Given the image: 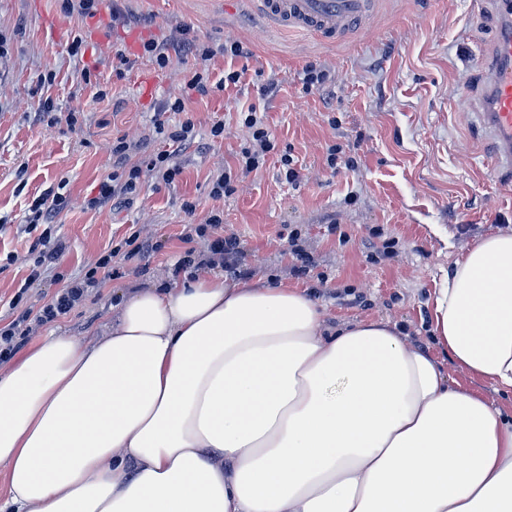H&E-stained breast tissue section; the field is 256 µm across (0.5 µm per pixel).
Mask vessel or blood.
Wrapping results in <instances>:
<instances>
[{
  "label": "vessel or blood",
  "instance_id": "obj_1",
  "mask_svg": "<svg viewBox=\"0 0 512 512\" xmlns=\"http://www.w3.org/2000/svg\"><path fill=\"white\" fill-rule=\"evenodd\" d=\"M273 28L316 34L327 41L346 39L362 28L374 0H256ZM500 23L495 36L488 110L484 123L496 135L501 153L512 162V0H495Z\"/></svg>",
  "mask_w": 512,
  "mask_h": 512
}]
</instances>
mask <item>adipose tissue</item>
I'll return each instance as SVG.
<instances>
[{
    "label": "adipose tissue",
    "mask_w": 512,
    "mask_h": 512,
    "mask_svg": "<svg viewBox=\"0 0 512 512\" xmlns=\"http://www.w3.org/2000/svg\"><path fill=\"white\" fill-rule=\"evenodd\" d=\"M435 340L512 391V234L435 298ZM12 512H512V417L386 320L286 284L180 278L0 371Z\"/></svg>",
    "instance_id": "1"
}]
</instances>
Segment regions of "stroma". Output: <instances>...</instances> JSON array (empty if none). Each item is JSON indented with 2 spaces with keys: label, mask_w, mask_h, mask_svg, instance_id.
Here are the masks:
<instances>
[{
  "label": "stroma",
  "mask_w": 512,
  "mask_h": 512,
  "mask_svg": "<svg viewBox=\"0 0 512 512\" xmlns=\"http://www.w3.org/2000/svg\"><path fill=\"white\" fill-rule=\"evenodd\" d=\"M66 0H0V322L15 318L11 301L39 309L56 291L52 278L26 294L24 260L33 242L23 226L34 198L61 190L65 206L54 234L65 250L62 270L80 275L133 231L158 241L144 256H116L102 270L95 299L65 318L35 327L33 340L51 335L90 342L113 305L131 288L176 275L188 246L182 237L211 211L224 213V233L239 242V261L250 278L307 288L327 325L372 319L396 323L405 339L431 352L451 383L472 388L507 414L512 394L493 381L458 371L433 339L434 299L444 276L481 238L512 232V180L495 165L494 144L479 114L490 52L492 17L480 0H379L369 27L347 40L275 29L249 0H96L93 13L68 12ZM188 38L213 49L208 61L183 55L158 68L145 55L148 42ZM81 39L78 55L68 47ZM240 43L247 56L224 48ZM126 65H118L115 50ZM329 72L323 90L306 91L305 70ZM209 94L192 95L182 112L166 111L199 69ZM90 86L79 87L82 70ZM238 83H225L229 72ZM275 82L278 91L261 97ZM52 105L51 121L39 113ZM256 111L276 148L265 164L239 177L224 199L210 196L219 170L237 168L248 137L244 120ZM78 122L69 125L67 113ZM192 119L197 144L179 154L171 185L150 180L133 205L87 209L86 200L112 170L116 137L136 142L134 162L163 147L153 126ZM223 122L224 135L210 128ZM340 146L336 167L327 150ZM290 155L302 180L288 184L280 165ZM356 164L345 168L347 156ZM194 202L187 212L185 202ZM312 269L295 276L293 245Z\"/></svg>",
  "instance_id": "obj_1"
}]
</instances>
